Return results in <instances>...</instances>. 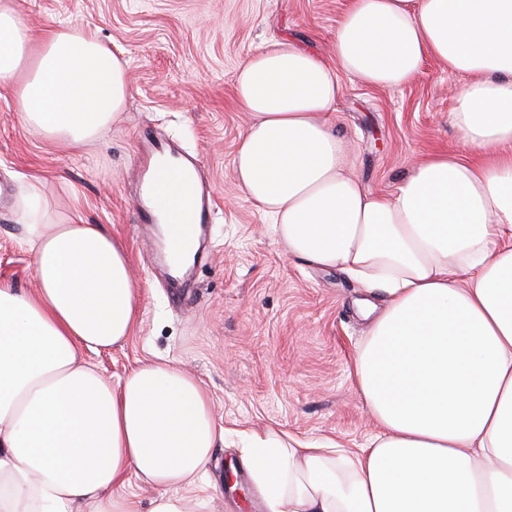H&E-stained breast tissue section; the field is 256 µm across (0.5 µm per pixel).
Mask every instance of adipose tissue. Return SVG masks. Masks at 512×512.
<instances>
[{"instance_id": "1", "label": "adipose tissue", "mask_w": 512, "mask_h": 512, "mask_svg": "<svg viewBox=\"0 0 512 512\" xmlns=\"http://www.w3.org/2000/svg\"><path fill=\"white\" fill-rule=\"evenodd\" d=\"M333 42L332 67L288 39L240 66L251 124L233 169L287 253L385 294L355 360L379 429L354 452L252 432L243 464L268 512H512V0H353ZM429 59L466 78L448 114L460 147L369 191L332 127L339 77L397 88ZM0 89L73 147L131 92L89 28L35 33L16 0H0ZM23 225L38 287L0 283V512H136L132 478L154 488L150 512H194L181 491L226 434L209 394L164 359L115 383L89 358L135 323L126 249L101 225L51 223L36 180Z\"/></svg>"}]
</instances>
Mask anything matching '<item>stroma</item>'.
<instances>
[{
    "mask_svg": "<svg viewBox=\"0 0 512 512\" xmlns=\"http://www.w3.org/2000/svg\"><path fill=\"white\" fill-rule=\"evenodd\" d=\"M352 0H16L34 31L89 26L121 51L131 98L121 121L81 150L47 140L0 91V282L36 286L20 214L22 190L41 180L56 220L101 224L126 247L140 288L132 332L95 354L119 381L140 361L163 358L193 373L229 435L215 448L203 512H265L243 473L237 434L275 428L308 441L363 446L376 425L354 376L368 336L362 302L380 293L333 269L285 253L263 213L239 189L232 159L249 124L236 104L238 67L289 38L334 64L333 33ZM465 76L425 61L406 86L372 87L340 75L334 110L351 174L386 194L419 157L458 145L448 121ZM161 139L199 164L214 190L204 252L183 277L156 261L153 231L140 224L136 165ZM242 472L226 490L228 468Z\"/></svg>",
    "mask_w": 512,
    "mask_h": 512,
    "instance_id": "35a3bbf8",
    "label": "stroma"
}]
</instances>
